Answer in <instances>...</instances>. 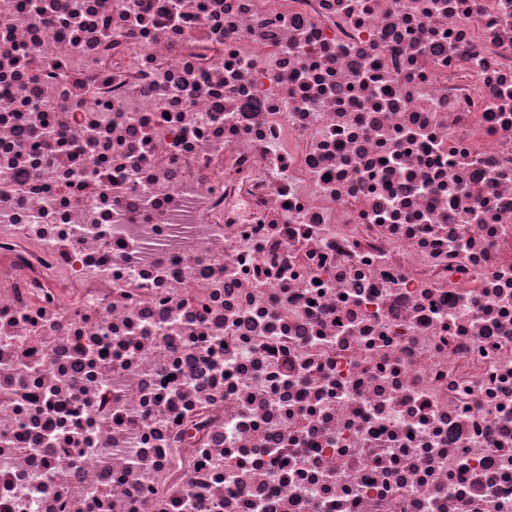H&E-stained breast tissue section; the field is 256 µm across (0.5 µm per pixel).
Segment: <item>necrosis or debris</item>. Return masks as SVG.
<instances>
[{
	"label": "necrosis or debris",
	"instance_id": "1",
	"mask_svg": "<svg viewBox=\"0 0 512 512\" xmlns=\"http://www.w3.org/2000/svg\"><path fill=\"white\" fill-rule=\"evenodd\" d=\"M0 512H512V0H0Z\"/></svg>",
	"mask_w": 512,
	"mask_h": 512
}]
</instances>
